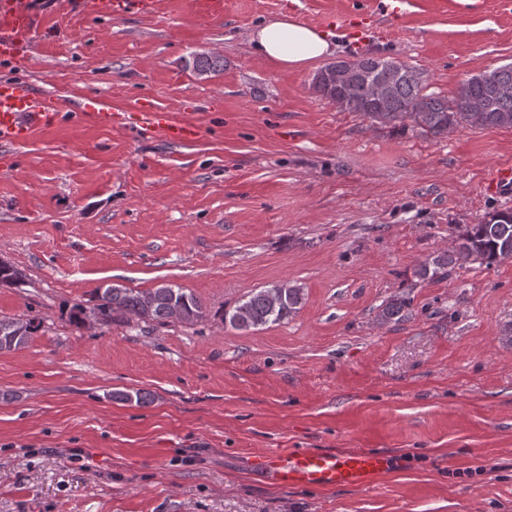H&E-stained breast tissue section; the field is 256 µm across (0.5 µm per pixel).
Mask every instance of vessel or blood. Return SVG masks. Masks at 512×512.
Wrapping results in <instances>:
<instances>
[{
  "instance_id": "b4317fda",
  "label": "vessel or blood",
  "mask_w": 512,
  "mask_h": 512,
  "mask_svg": "<svg viewBox=\"0 0 512 512\" xmlns=\"http://www.w3.org/2000/svg\"><path fill=\"white\" fill-rule=\"evenodd\" d=\"M154 6L155 0H66L69 12L92 18L141 15L152 11ZM396 16L397 0H379L375 14L357 12L336 20L333 28L350 50L356 52L380 31L383 22ZM43 19L34 0H0V58L8 60L22 55L36 60L34 35ZM72 114L102 127L131 125L137 134L169 144H184L196 135L192 126L177 120L169 110L150 107L132 115L116 112L101 96L84 98L74 108L53 92L36 89L29 79L0 81L1 144L23 141L35 129L55 124ZM254 463L285 489L367 488L392 468L390 456L370 449L272 452L256 457Z\"/></svg>"
}]
</instances>
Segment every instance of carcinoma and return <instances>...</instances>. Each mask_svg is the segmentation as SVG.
<instances>
[{
	"label": "carcinoma",
	"mask_w": 512,
	"mask_h": 512,
	"mask_svg": "<svg viewBox=\"0 0 512 512\" xmlns=\"http://www.w3.org/2000/svg\"><path fill=\"white\" fill-rule=\"evenodd\" d=\"M193 63L210 74L224 70V58L219 55L200 54ZM330 66L351 70V83L345 87L315 83L314 89L342 110L357 112L374 122L395 124L408 118L421 132L432 136L446 135L463 125L512 128V97L503 98L497 92L498 84H512V63L469 77L451 99L426 92L424 73L393 57L361 54ZM391 73L394 77L388 95L374 98L371 79ZM475 106L480 111H473ZM509 238L512 239V210H493L459 233L452 250L436 254L415 274L423 280H434L467 263L490 268L506 260L499 244ZM304 300L303 289L281 283L249 294L224 313V322L241 331L280 325L299 312ZM92 302L89 309L81 304L74 306L70 314L72 325L85 328L90 316L103 324L136 319L158 325L174 321L194 325L205 317V307L195 294L170 284L139 291L108 283L94 290ZM409 306V297L395 296L378 317L383 322L396 320ZM39 330L40 324L33 319L0 315V352L27 346Z\"/></svg>",
	"instance_id": "1"
}]
</instances>
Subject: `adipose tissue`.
<instances>
[{
    "mask_svg": "<svg viewBox=\"0 0 512 512\" xmlns=\"http://www.w3.org/2000/svg\"><path fill=\"white\" fill-rule=\"evenodd\" d=\"M248 38L264 59L285 70L304 68L333 52L326 33L288 17L251 29Z\"/></svg>",
    "mask_w": 512,
    "mask_h": 512,
    "instance_id": "1",
    "label": "adipose tissue"
}]
</instances>
